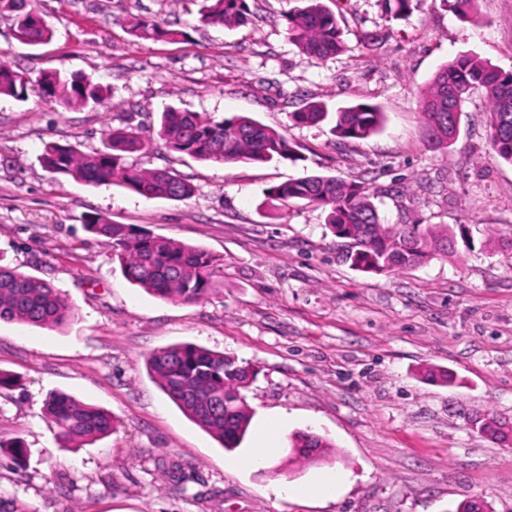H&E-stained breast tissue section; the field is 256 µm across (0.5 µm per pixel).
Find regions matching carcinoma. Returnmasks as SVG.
<instances>
[{
	"mask_svg": "<svg viewBox=\"0 0 512 512\" xmlns=\"http://www.w3.org/2000/svg\"><path fill=\"white\" fill-rule=\"evenodd\" d=\"M0 0V11L15 13V36L27 45H39L52 37L50 27L38 24L37 12L16 2ZM304 6L288 18V39L309 59L323 61L346 50L340 20L323 0H303ZM389 17L410 12L414 0H378ZM463 22L481 21L478 0H440ZM200 22L241 26L248 22L246 0H203ZM131 34L140 39L178 42L188 37L159 20L134 16ZM482 90L487 102L488 143L493 157L512 165V72H502L472 54L461 55L442 65L420 99L428 143L448 146L453 116H461L462 105L474 90ZM35 92L64 106L101 104L103 89L88 78L59 73L38 75L14 69L0 61V95L23 100ZM328 116L325 105L307 104L292 114L300 124L317 125ZM385 115L377 107L358 103L335 113L333 131L341 139H365L380 132ZM158 138L173 152L196 160L231 167L239 162L269 163L293 154L287 138L247 115L214 121L196 112L168 108L158 119ZM103 149L84 154L71 145H45L41 163L52 174L70 176L92 185H115L147 198L182 200L192 186L162 169L144 170L127 158L147 148L139 127H106L101 132ZM268 199L285 205L305 200L328 211L326 223L340 239L347 240L346 258L363 272L389 274L403 272L438 256L456 253L455 232L434 225H390L381 221L371 195L363 185L343 178L312 175L288 180L272 187ZM87 227L112 249L133 284L155 297L185 304L198 303L207 295L212 279L224 269V259L208 250L172 238L154 236L135 227L113 224L97 216ZM73 315V308L51 284L0 264V320L35 326L59 327ZM147 370L162 391L195 424L227 449L238 447L251 422L243 391L253 377L249 367L234 358L193 344L162 348L146 359ZM45 411L66 446H82L112 433L116 419L111 414L83 403L64 392H54ZM481 432L498 440L508 438L504 424L494 416L480 420ZM293 456L309 460L308 449L326 453L331 444L312 433L292 438ZM14 462L27 456L21 438L5 446L0 456Z\"/></svg>",
	"mask_w": 512,
	"mask_h": 512,
	"instance_id": "1",
	"label": "carcinoma"
}]
</instances>
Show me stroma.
I'll return each mask as SVG.
<instances>
[{
    "instance_id": "35a3bbf8",
    "label": "stroma",
    "mask_w": 512,
    "mask_h": 512,
    "mask_svg": "<svg viewBox=\"0 0 512 512\" xmlns=\"http://www.w3.org/2000/svg\"><path fill=\"white\" fill-rule=\"evenodd\" d=\"M325 3L348 49L319 63L286 34L299 0H247L251 21L239 28L199 25L201 0H34L53 30L36 46L16 40L13 14H0V60L79 73L109 94L71 108L34 92L0 96V262L51 283L74 309L57 328L0 321V370L20 379L0 392V440L28 449L22 466L0 462V512H454L470 499L512 512V446L470 425L485 414L512 421V250L488 236L512 230V165L489 153L481 93L464 103L445 149L429 146L420 112L436 70L459 55L512 71V0H479L475 25L440 0H418L402 19L378 0ZM132 14L189 38H136ZM368 34L380 37L371 51L361 45ZM309 102L374 104L386 122L342 140L331 123L290 121ZM169 107L251 116L284 133L298 158L227 168L153 140L135 162L191 184L180 201L85 184L40 162L50 142L90 153L105 127L153 130ZM310 174L361 183L386 223L464 224L470 241L402 273L359 271L322 208L270 210L271 186ZM98 215L202 246L224 270L198 303L156 298L87 230ZM182 343L252 369L240 448H223L149 376L147 356ZM443 370L453 383H441ZM54 390L111 413L115 431L62 447L44 411ZM270 428L280 452L236 467ZM300 431L330 442L325 458L290 461ZM328 475L340 479L335 495L314 494ZM279 483L298 494L277 497Z\"/></svg>"
}]
</instances>
